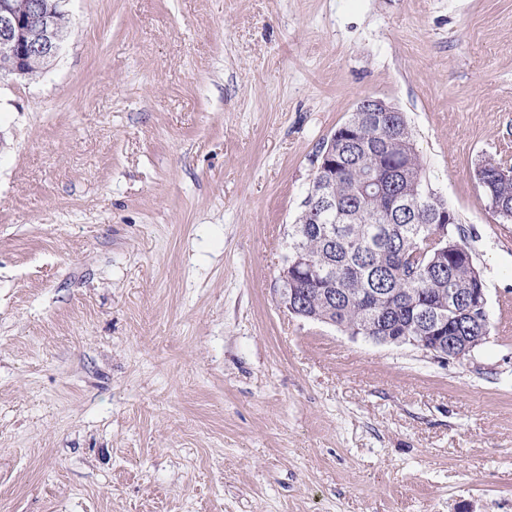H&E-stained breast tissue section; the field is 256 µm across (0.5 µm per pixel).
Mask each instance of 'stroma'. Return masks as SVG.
<instances>
[{
    "label": "stroma",
    "instance_id": "stroma-1",
    "mask_svg": "<svg viewBox=\"0 0 512 512\" xmlns=\"http://www.w3.org/2000/svg\"><path fill=\"white\" fill-rule=\"evenodd\" d=\"M0 79V512H512V0H67ZM366 97L484 274L461 360L277 302ZM511 172V173H510ZM490 207L504 222H512V168L507 160L485 157L475 169Z\"/></svg>",
    "mask_w": 512,
    "mask_h": 512
}]
</instances>
